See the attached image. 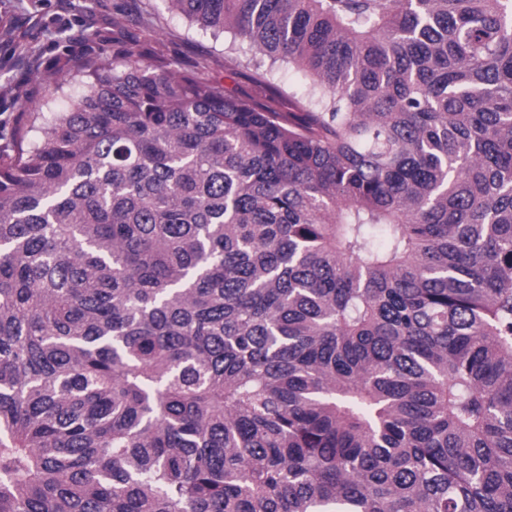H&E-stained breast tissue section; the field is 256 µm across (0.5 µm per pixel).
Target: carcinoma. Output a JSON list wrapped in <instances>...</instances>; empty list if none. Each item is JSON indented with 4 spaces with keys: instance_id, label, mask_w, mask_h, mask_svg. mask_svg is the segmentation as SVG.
<instances>
[{
    "instance_id": "carcinoma-1",
    "label": "carcinoma",
    "mask_w": 512,
    "mask_h": 512,
    "mask_svg": "<svg viewBox=\"0 0 512 512\" xmlns=\"http://www.w3.org/2000/svg\"><path fill=\"white\" fill-rule=\"evenodd\" d=\"M162 2L269 101L131 43L0 154V512H512V0Z\"/></svg>"
}]
</instances>
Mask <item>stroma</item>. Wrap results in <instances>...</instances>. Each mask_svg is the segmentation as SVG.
Returning <instances> with one entry per match:
<instances>
[{
	"label": "stroma",
	"mask_w": 512,
	"mask_h": 512,
	"mask_svg": "<svg viewBox=\"0 0 512 512\" xmlns=\"http://www.w3.org/2000/svg\"><path fill=\"white\" fill-rule=\"evenodd\" d=\"M120 39L201 67L225 90L263 94L228 60L230 35L213 37L162 0H0V152L9 153L21 132L28 145L40 142L32 108L58 111L79 97L84 85L77 73L87 59L123 71Z\"/></svg>",
	"instance_id": "1"
}]
</instances>
